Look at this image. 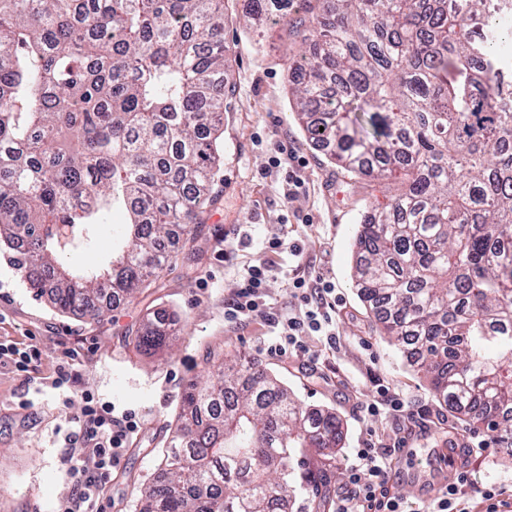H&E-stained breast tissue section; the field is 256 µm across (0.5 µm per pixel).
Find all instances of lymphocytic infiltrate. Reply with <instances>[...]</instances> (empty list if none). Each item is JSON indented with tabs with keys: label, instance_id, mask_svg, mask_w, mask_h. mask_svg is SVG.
<instances>
[{
	"label": "lymphocytic infiltrate",
	"instance_id": "lymphocytic-infiltrate-1",
	"mask_svg": "<svg viewBox=\"0 0 512 512\" xmlns=\"http://www.w3.org/2000/svg\"><path fill=\"white\" fill-rule=\"evenodd\" d=\"M266 283L264 267H247L224 301L225 319L259 318L271 327V337L259 348L261 354L284 356L301 347L304 336L332 325L338 304L335 290L328 283L320 279L313 283L293 279L298 310L287 318L279 315L267 301ZM76 381L70 365H58L54 385L74 390L80 416L77 429L67 435L72 447L64 471L69 491L57 503L55 512H97L106 480L119 468L125 449L140 429L135 411L115 414L111 402L91 390L77 387ZM362 411L368 415L385 414L398 422L416 423L424 434L433 425L425 413L411 411L399 392L380 381L374 382ZM393 454V449L377 447L374 436L363 438L348 467V490L331 500L332 512H409L403 499L392 491Z\"/></svg>",
	"mask_w": 512,
	"mask_h": 512
}]
</instances>
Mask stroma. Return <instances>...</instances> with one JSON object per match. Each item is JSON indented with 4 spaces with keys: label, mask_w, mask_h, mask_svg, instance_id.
I'll return each mask as SVG.
<instances>
[{
    "label": "stroma",
    "mask_w": 512,
    "mask_h": 512,
    "mask_svg": "<svg viewBox=\"0 0 512 512\" xmlns=\"http://www.w3.org/2000/svg\"><path fill=\"white\" fill-rule=\"evenodd\" d=\"M249 0H224V44L233 98L224 111V165L215 199L187 240L169 249V261L147 288L121 301L97 321L61 314L35 299L18 271L0 251V343L41 351L29 374L18 373L10 359L0 360V512H53L65 493L64 437L75 426L79 401L54 388L58 364L73 360L82 388L99 393L116 410L133 408L142 417L120 467L99 501L100 512H136L141 488L151 480L172 433L190 381H205L212 355L232 360L246 356L278 376L305 405L335 411L343 422L330 495L346 490V467L361 432L375 433L381 444L406 440L392 459L398 474L393 491L406 502H422L430 486L455 483L467 471L472 505L491 486H512V437L466 418L446 413L431 434L402 432L384 415L361 418L360 407L372 379L389 383L412 409H437L426 379L381 336L373 315L352 281L353 241L363 211L383 207L386 190L350 180L325 149L308 138L288 97V65L304 45L277 32L258 45L247 22ZM286 150L302 160L306 185L288 197L284 174L269 160ZM299 242L301 258L273 253L261 244L270 234ZM273 266L267 291L277 309L294 307L289 281L298 274L322 276L336 286L346 308L336 321L341 345L329 349L323 336L306 340L305 350L287 357L259 355L270 338L264 322L229 323L224 300L244 268ZM177 313L181 332L171 349L156 356L138 353L132 335L149 316ZM479 436L497 442L494 456L451 458L436 468L416 470L429 449L449 440Z\"/></svg>",
    "instance_id": "obj_1"
}]
</instances>
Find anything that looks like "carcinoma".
Wrapping results in <instances>:
<instances>
[{
	"instance_id": "obj_1",
	"label": "carcinoma",
	"mask_w": 512,
	"mask_h": 512,
	"mask_svg": "<svg viewBox=\"0 0 512 512\" xmlns=\"http://www.w3.org/2000/svg\"><path fill=\"white\" fill-rule=\"evenodd\" d=\"M310 45L289 94L352 176L399 180L362 217L353 282L435 399L512 414V0H250ZM224 0H0V248L34 297L99 319L164 269L224 164ZM125 215L123 244L81 269ZM180 317L147 319L155 355ZM342 424L243 356L190 383L139 512H278L327 488ZM124 217L120 213H113L110 216L109 224H102L97 249L94 254H78L61 256L60 261L68 264L92 263L101 259L108 252L112 245V235L124 230Z\"/></svg>"
}]
</instances>
